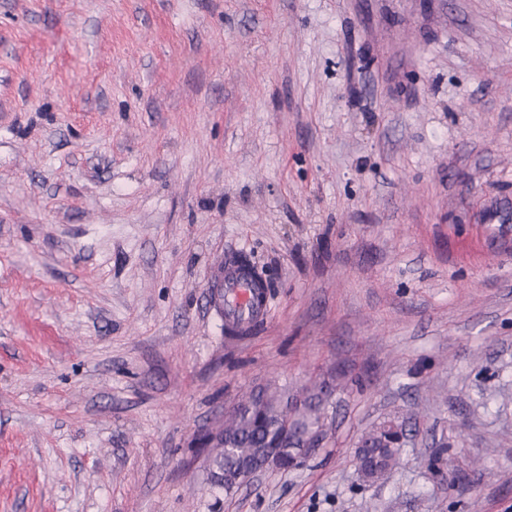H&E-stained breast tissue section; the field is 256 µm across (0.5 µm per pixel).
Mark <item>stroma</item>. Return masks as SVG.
Wrapping results in <instances>:
<instances>
[{
    "mask_svg": "<svg viewBox=\"0 0 512 512\" xmlns=\"http://www.w3.org/2000/svg\"><path fill=\"white\" fill-rule=\"evenodd\" d=\"M322 381L301 467L212 485ZM0 512H512V0H0ZM241 266L226 260L224 270L212 288L215 289L219 303L215 310L224 319V323L232 322L237 327L248 328L259 317L266 315L268 297L264 293L261 299L255 298L250 278L242 272ZM331 389L326 383L306 388L302 394L304 411L294 416L292 429L285 430L288 422V392L260 388L249 408L233 410L224 422V428L216 427L202 437L203 448H224L214 460L210 472L213 485L224 487L235 475L242 463L254 461L266 454L259 467H248L238 471L228 490L244 484L270 468H282L284 459L300 449L302 444L312 443L322 426ZM306 436V438H305ZM281 449V453L276 448ZM271 448L267 453V449ZM393 427L403 428V423L389 420L362 436L357 449V461L359 469L367 478L374 479L377 474L384 473L397 463L400 448L389 437Z\"/></svg>",
    "mask_w": 512,
    "mask_h": 512,
    "instance_id": "obj_1",
    "label": "stroma"
}]
</instances>
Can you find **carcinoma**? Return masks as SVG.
Here are the masks:
<instances>
[{
	"label": "carcinoma",
	"instance_id": "1",
	"mask_svg": "<svg viewBox=\"0 0 512 512\" xmlns=\"http://www.w3.org/2000/svg\"><path fill=\"white\" fill-rule=\"evenodd\" d=\"M331 389L325 383L316 384L302 394L304 411L294 416L292 429L288 422V392L265 387L253 398L250 407L232 411L224 422V449L214 460L210 481L224 486L239 467L266 454L277 446L288 457L301 445L313 442L322 426ZM401 426L389 420L366 432L357 449L359 469L370 479L393 467L398 461L399 447L389 437L391 429Z\"/></svg>",
	"mask_w": 512,
	"mask_h": 512
}]
</instances>
